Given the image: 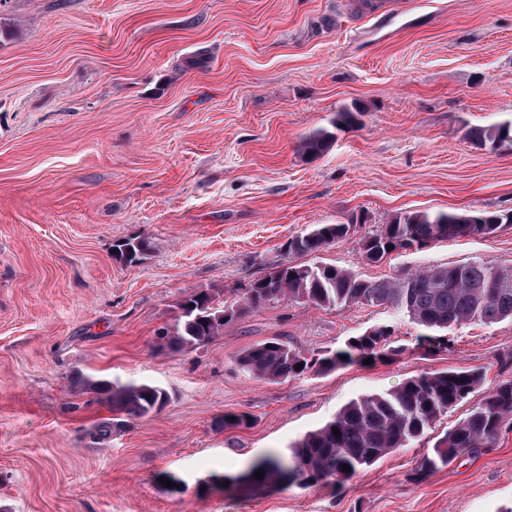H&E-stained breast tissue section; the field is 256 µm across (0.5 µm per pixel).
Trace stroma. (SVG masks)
Here are the masks:
<instances>
[{"mask_svg": "<svg viewBox=\"0 0 512 512\" xmlns=\"http://www.w3.org/2000/svg\"><path fill=\"white\" fill-rule=\"evenodd\" d=\"M0 512H506L512 426L416 481L488 388L512 381V321L449 331L446 352L386 305L279 301L198 349L157 346L199 291L234 303L283 261L378 281L431 265H512V224L367 264L354 243L282 245L315 224L373 233L407 211L512 210V0H0ZM360 108L315 157L302 140ZM141 236L129 266L118 241ZM379 325L392 359L263 381L238 363ZM483 383L339 484L220 490L362 395L441 369ZM150 384L161 410L106 439L81 380ZM243 414L228 428L224 417ZM174 478L175 487L164 485ZM470 137L479 146L489 143L496 146L499 142L512 137V124L506 123L488 128H479L470 131ZM114 247L117 253H113V257L126 265H136L150 252L151 243L147 238L134 237L118 242Z\"/></svg>", "mask_w": 512, "mask_h": 512, "instance_id": "stroma-1", "label": "stroma"}]
</instances>
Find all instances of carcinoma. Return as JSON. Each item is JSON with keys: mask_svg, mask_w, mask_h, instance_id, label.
Masks as SVG:
<instances>
[{"mask_svg": "<svg viewBox=\"0 0 512 512\" xmlns=\"http://www.w3.org/2000/svg\"><path fill=\"white\" fill-rule=\"evenodd\" d=\"M472 140L492 146L512 137L506 123L470 131ZM334 134L321 128L303 140L310 156L325 150ZM512 224L507 213H458L423 211L397 214L376 233L355 236L351 224H316L288 240L286 253L312 254L324 248L355 240L369 263L406 251L418 243L426 247L440 242L442 226L448 237L490 235L501 225ZM151 243L142 237L115 244L113 257L136 265L150 252ZM288 300L319 307L353 304L389 305L406 315L423 331L419 346L432 354L448 350L449 329L467 322L495 324L512 321V265L473 261L453 266H429L409 271L391 280L368 281L353 272L329 264L300 265L284 261L254 280L240 301L225 305L207 292L193 293L178 303L180 315L162 340L177 350L194 349L209 343L249 313L272 302ZM392 329L380 325L353 336L339 350L312 357L288 344L273 340L256 344L238 358L240 366L264 381L284 380L309 370L326 372L339 366L383 360L401 353L391 346ZM483 381L478 370L445 369L412 377L384 393L367 395L346 404L321 428L309 432L286 452L257 458L241 475L227 480L246 485H298L322 481L344 482L373 465L397 448L423 436L448 409L471 394ZM83 387L96 394L112 417L100 420L93 436L104 439L125 420L160 410L167 393L149 384L117 385L106 379H82ZM512 422V381L488 390L483 399L452 429L439 438L415 468V479H423L448 466L459 456L477 448H488L505 424ZM339 430L334 435L333 430ZM348 465L350 470L343 469ZM263 471L262 477L255 476Z\"/></svg>", "mask_w": 512, "mask_h": 512, "instance_id": "1", "label": "carcinoma"}]
</instances>
